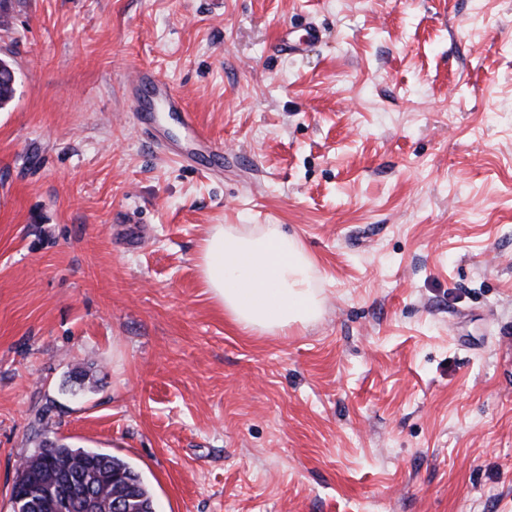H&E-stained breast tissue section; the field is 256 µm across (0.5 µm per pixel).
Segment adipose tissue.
Instances as JSON below:
<instances>
[{"mask_svg":"<svg viewBox=\"0 0 512 512\" xmlns=\"http://www.w3.org/2000/svg\"><path fill=\"white\" fill-rule=\"evenodd\" d=\"M197 266L211 300L244 333L284 336L319 313L314 262L279 225L257 232L210 225Z\"/></svg>","mask_w":512,"mask_h":512,"instance_id":"ef3b65f1","label":"adipose tissue"}]
</instances>
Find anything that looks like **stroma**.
<instances>
[{
	"label": "stroma",
	"instance_id": "35a3bbf8",
	"mask_svg": "<svg viewBox=\"0 0 512 512\" xmlns=\"http://www.w3.org/2000/svg\"><path fill=\"white\" fill-rule=\"evenodd\" d=\"M12 6L0 512L45 439L128 461L156 512H512V0ZM138 67L223 167L166 113L141 134ZM213 224L298 238L320 316L239 331ZM127 88L132 102L136 105L138 126L144 135L151 139L158 137L159 130L155 125L153 112L156 103H161L169 112L177 113L181 123L192 133L214 164H224V148L197 131L199 127L196 115L187 110L183 97L176 96L157 74L144 69L136 70L128 80Z\"/></svg>",
	"mask_w": 512,
	"mask_h": 512
}]
</instances>
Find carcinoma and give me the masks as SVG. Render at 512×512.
Listing matches in <instances>:
<instances>
[{"label": "carcinoma", "mask_w": 512, "mask_h": 512, "mask_svg": "<svg viewBox=\"0 0 512 512\" xmlns=\"http://www.w3.org/2000/svg\"><path fill=\"white\" fill-rule=\"evenodd\" d=\"M11 70L12 63L0 58V109L14 98ZM62 481L90 488L98 512H112L115 495L126 497L125 512H155L149 488L128 462L109 453L53 441L42 442L40 450L25 458L16 470L13 490L28 495L22 512H62L57 491Z\"/></svg>", "instance_id": "cac0c4a2"}]
</instances>
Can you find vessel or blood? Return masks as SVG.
I'll list each match as a JSON object with an SVG mask.
<instances>
[{
	"label": "vessel or blood",
	"instance_id": "obj_1",
	"mask_svg": "<svg viewBox=\"0 0 512 512\" xmlns=\"http://www.w3.org/2000/svg\"><path fill=\"white\" fill-rule=\"evenodd\" d=\"M127 88L137 108L138 126L144 135L151 139L157 138L159 131L154 122L153 112L156 104H163L168 111L177 113L186 129L195 132L197 142L214 164L223 163V148L204 135L198 134L195 114L187 110L183 97L175 95L157 74L144 69L137 70L129 79Z\"/></svg>",
	"mask_w": 512,
	"mask_h": 512
}]
</instances>
